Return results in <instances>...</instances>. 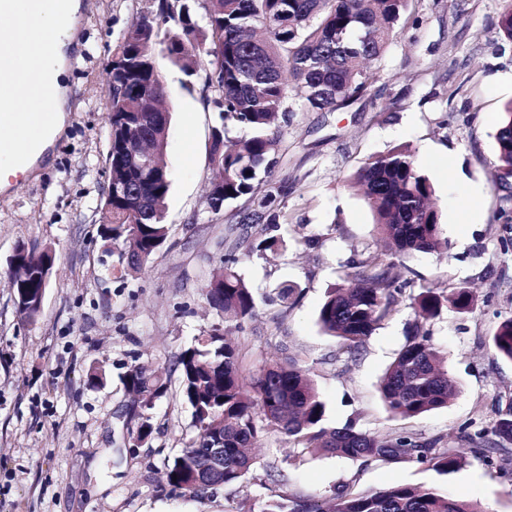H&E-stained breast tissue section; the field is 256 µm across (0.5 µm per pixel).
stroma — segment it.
I'll list each match as a JSON object with an SVG mask.
<instances>
[{"mask_svg":"<svg viewBox=\"0 0 512 512\" xmlns=\"http://www.w3.org/2000/svg\"><path fill=\"white\" fill-rule=\"evenodd\" d=\"M143 5L80 0L74 23L80 54L67 64L66 127L46 156L0 191V512H238L247 499L321 501L339 485L362 492L395 484H432L466 495L483 512H512V442L488 464L457 438L472 418L494 427L512 401V361L490 342L495 327L512 317V250L501 246L512 226L500 220L501 210L512 211V192L498 188L493 168L501 107L512 99V42L494 29L502 0H410L363 97L337 112L292 104L289 121L277 127L273 159L285 240L275 254L254 249L265 223L253 217L248 198L217 214L208 207L215 120L214 92L204 82L208 58L189 77L158 56L172 114L165 153L170 236L144 270L123 277L98 234L107 184L108 61ZM401 143L412 146L433 183L448 248L417 254L395 272L411 280V294L438 281L474 291L476 302L430 320L395 305L352 355L322 334L318 308L326 288L382 253L372 212L349 178L367 157ZM21 243L56 256L33 324L19 313L8 278V260ZM225 250L240 256L239 271L258 298L255 316L232 334L246 347L250 375L293 358L311 369L328 426L351 422L378 436L402 427L425 438L446 436L464 465L440 477L408 462L307 453L271 435L260 441L256 480L201 500L167 485L168 458L197 437L173 366L194 336L219 321L201 285ZM285 283L297 287L295 301L278 299ZM417 329L429 331L446 353L459 392L448 407L392 420L377 383ZM134 364H161L172 373L153 411L151 439L118 466L132 408L120 377ZM98 365L106 383L89 386L87 373ZM273 467L283 480L259 483Z\"/></svg>","mask_w":512,"mask_h":512,"instance_id":"obj_1","label":"stroma"}]
</instances>
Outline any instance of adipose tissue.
I'll list each match as a JSON object with an SVG mask.
<instances>
[{
    "label": "adipose tissue",
    "mask_w": 512,
    "mask_h": 512,
    "mask_svg": "<svg viewBox=\"0 0 512 512\" xmlns=\"http://www.w3.org/2000/svg\"><path fill=\"white\" fill-rule=\"evenodd\" d=\"M69 43L68 21L54 0H13L10 9L0 10V82L8 87L12 123L7 133L14 149L45 150L49 136L61 131V106H54L45 127L30 116L42 85L59 84ZM29 58L37 59V68L23 69Z\"/></svg>",
    "instance_id": "adipose-tissue-1"
}]
</instances>
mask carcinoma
Returning <instances> with one entry per match:
<instances>
[{"label": "carcinoma", "instance_id": "obj_1", "mask_svg": "<svg viewBox=\"0 0 512 512\" xmlns=\"http://www.w3.org/2000/svg\"><path fill=\"white\" fill-rule=\"evenodd\" d=\"M410 0H205L206 25L196 20L188 0H145L135 25L112 52V193L100 208L112 204V223L101 227L103 241L121 243L118 262L127 274L140 271L169 238L164 204L170 181L164 166L171 113L162 109L165 94L155 72L157 23H173L164 41L166 57L183 72H197L198 60L213 58L206 84L214 89L210 164L219 172L207 200L218 213L249 197L267 219L260 252L280 245L277 195L272 186V155L278 136L277 115L290 112L294 100L308 112H335L349 107L367 91L373 78L370 63L382 58ZM498 36L512 41V0H504L496 24ZM234 127L240 136L227 142ZM498 185L512 187V100L505 104L496 134ZM351 183L361 187L378 234L386 244L385 262L375 256L352 278L328 289L318 311L322 331L336 337L349 352L358 351L388 309L410 300L417 316L431 319L445 307L466 311L474 305L465 288L448 291L431 286L413 296L411 281L390 274L394 262L405 264L418 253L440 245V215L433 207V185L419 168L415 151L397 145L368 157ZM240 257L227 252L203 283L207 304L224 318L242 321L255 315L252 290L239 274ZM43 277L18 283V311L33 323L41 307ZM498 355L512 360V319L501 321L491 337ZM241 345L224 338L221 328L203 330L177 357L180 395L192 410L196 440L167 460L169 486L201 496L253 477L252 448L266 433L277 434L293 448H303L365 462H410L446 475L461 458L443 437L424 439L402 428L379 439L355 429L326 425V406L309 370L287 358L273 361L251 379L243 374ZM123 384L138 401L133 408L130 445L150 439V411L168 391L167 368L133 365ZM379 390L393 418L410 419L448 406L456 386L444 357L427 332L411 337L380 379ZM490 432L470 419L459 437L487 462L503 451L494 434L512 441V402ZM224 435V475L199 471L203 441ZM247 512H481L464 496H448L433 485L396 484L377 491L336 489L325 504L280 497Z\"/></svg>", "mask_w": 512, "mask_h": 512}]
</instances>
